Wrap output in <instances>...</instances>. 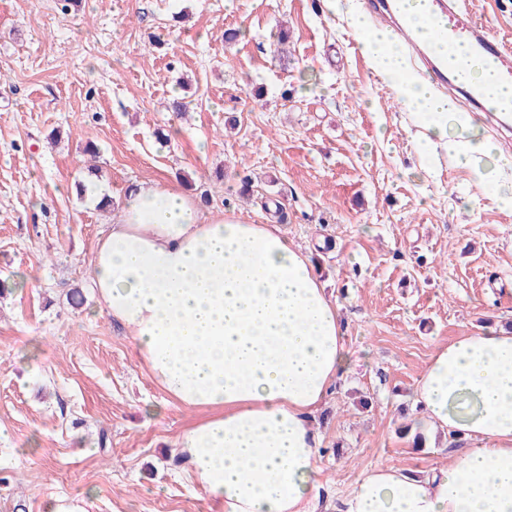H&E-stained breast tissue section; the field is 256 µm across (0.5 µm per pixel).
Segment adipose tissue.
Returning a JSON list of instances; mask_svg holds the SVG:
<instances>
[{
    "label": "adipose tissue",
    "instance_id": "1",
    "mask_svg": "<svg viewBox=\"0 0 512 512\" xmlns=\"http://www.w3.org/2000/svg\"><path fill=\"white\" fill-rule=\"evenodd\" d=\"M345 3L362 52L399 87L422 157L454 160L512 211V153L414 76L389 30ZM90 273L100 311L128 330L152 379L206 411L177 446L209 503L218 512H317L313 420L353 357L310 257L277 225L207 216L179 188L141 183L116 209ZM416 396L433 425L476 447L425 476L373 468L338 512H512V330L438 346Z\"/></svg>",
    "mask_w": 512,
    "mask_h": 512
}]
</instances>
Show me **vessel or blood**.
<instances>
[{"label":"vessel or blood","instance_id":"obj_1","mask_svg":"<svg viewBox=\"0 0 512 512\" xmlns=\"http://www.w3.org/2000/svg\"><path fill=\"white\" fill-rule=\"evenodd\" d=\"M457 0H428L427 17L441 38V44L464 47L470 55L494 64L500 80L512 82V46L491 34L484 23L468 12L456 9ZM368 12L389 18L396 39L405 47L412 64L420 73L429 75L441 87L460 91L476 111H497L502 117L512 116V107L493 106L483 89L454 71L441 56L435 44L423 41L409 19L399 14L395 0H365Z\"/></svg>","mask_w":512,"mask_h":512}]
</instances>
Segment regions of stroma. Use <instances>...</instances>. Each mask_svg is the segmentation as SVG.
Returning <instances> with one entry per match:
<instances>
[{"label": "stroma", "instance_id": "35a3bbf8", "mask_svg": "<svg viewBox=\"0 0 512 512\" xmlns=\"http://www.w3.org/2000/svg\"><path fill=\"white\" fill-rule=\"evenodd\" d=\"M466 4L512 45V0ZM414 134L324 0H0V512H213L176 448L201 412L96 310L92 165L113 204L168 183L311 253L355 358L314 419L322 496L448 466L469 442L415 387L439 345L512 324V211L453 162L427 177Z\"/></svg>", "mask_w": 512, "mask_h": 512}]
</instances>
